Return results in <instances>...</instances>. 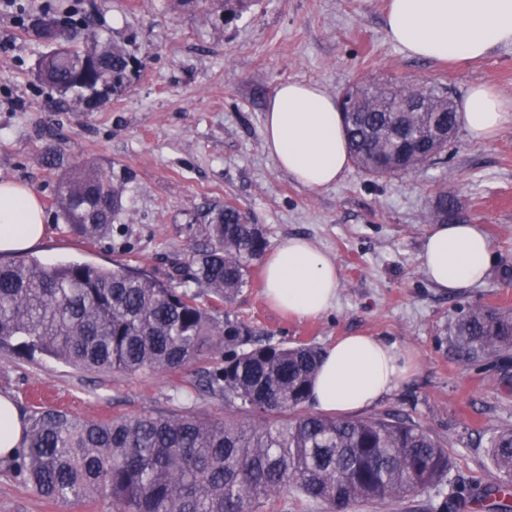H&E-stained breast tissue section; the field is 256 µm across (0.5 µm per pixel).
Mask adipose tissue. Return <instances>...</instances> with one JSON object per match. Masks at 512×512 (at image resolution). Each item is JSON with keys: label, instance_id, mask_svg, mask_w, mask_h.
Listing matches in <instances>:
<instances>
[{"label": "adipose tissue", "instance_id": "ef3b65f1", "mask_svg": "<svg viewBox=\"0 0 512 512\" xmlns=\"http://www.w3.org/2000/svg\"><path fill=\"white\" fill-rule=\"evenodd\" d=\"M387 38L411 57L472 62L498 46H512V0H390ZM471 139L496 137L512 124V101L493 89L472 86L458 106ZM262 141L277 167L300 185L327 189L350 164L348 142L334 98L313 83L279 85L268 101ZM45 216L26 186L0 181V251L24 253L42 240ZM492 245L481 225L438 224L427 234L421 268L435 287L457 291L482 284L492 264ZM336 262L302 237H292L265 256L264 293L277 309L312 317L337 300ZM414 351L382 336L352 335L322 354L309 402L339 413L370 408L401 387L417 370ZM22 414L0 394V461L11 460L22 441Z\"/></svg>", "mask_w": 512, "mask_h": 512}]
</instances>
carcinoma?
<instances>
[{"mask_svg":"<svg viewBox=\"0 0 512 512\" xmlns=\"http://www.w3.org/2000/svg\"><path fill=\"white\" fill-rule=\"evenodd\" d=\"M66 10L65 50L41 60L48 87L79 97L112 83L129 85L134 59L119 44L99 46L87 22ZM420 94L415 86L345 91L339 99L352 162L375 178L441 162L457 131L448 92L432 87L421 112L395 109ZM124 187L94 166L61 172L56 203L68 230L86 240L110 233ZM461 200L435 196V222ZM209 246L166 278L142 268L89 263L46 266L34 258L0 257V350L44 355L82 371L169 372L224 349V367L202 387L258 420L194 413L82 420L35 409L10 462L20 483L63 504L112 501L118 512H270L288 492L349 512L363 502H395L422 490L452 487L438 512L461 494L452 486L448 451L423 427L389 417L336 419L306 410L320 352L307 344H259L253 329L220 313V303L248 284L249 263L267 246L262 230L226 203L208 213ZM212 295L198 303L195 289ZM452 336L468 358L512 346V313L477 308L458 318ZM496 480L477 498L489 512H512V428L492 432Z\"/></svg>","mask_w":512,"mask_h":512,"instance_id":"1","label":"carcinoma"}]
</instances>
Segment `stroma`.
I'll use <instances>...</instances> for the list:
<instances>
[{
  "instance_id": "stroma-1",
  "label": "stroma",
  "mask_w": 512,
  "mask_h": 512,
  "mask_svg": "<svg viewBox=\"0 0 512 512\" xmlns=\"http://www.w3.org/2000/svg\"><path fill=\"white\" fill-rule=\"evenodd\" d=\"M27 18L0 9V180L35 193L46 217L31 256L43 264L123 263L166 273L202 249L206 213L230 202L260 225L269 246L302 237L336 261L338 302L297 318L267 303L262 260L224 309L261 343L326 349L343 336H387L413 349L414 376L367 416L391 415L429 430L448 450L451 476L467 493L452 512H480L493 482L491 432L512 427V347L469 359L452 342L454 322L478 307L512 311V125L489 141L458 131L441 163L374 179L350 166L333 187L295 182L264 150V112L288 81L339 96L352 83L447 87L460 100L475 84L512 99V48L467 64L409 57L386 36V0H252L226 20L224 0H77L100 42L140 62L130 87L94 104L49 93L38 64L51 51L31 27L54 0H23ZM97 165L123 185L121 229L88 241L67 231L54 204L57 171ZM463 198V218L482 225L494 261L485 282L435 288L419 261L437 189ZM214 348L165 373L87 372L49 358L0 352V393L21 412L39 402L83 419L196 412L239 418L236 406L200 389L202 372L223 366ZM0 512H112L107 500L64 506L23 486L0 463Z\"/></svg>"
}]
</instances>
